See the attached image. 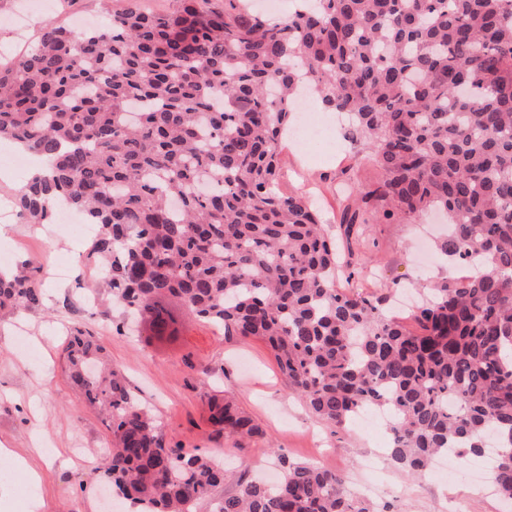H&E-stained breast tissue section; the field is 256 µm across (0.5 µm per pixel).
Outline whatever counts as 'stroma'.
<instances>
[{"label":"stroma","mask_w":512,"mask_h":512,"mask_svg":"<svg viewBox=\"0 0 512 512\" xmlns=\"http://www.w3.org/2000/svg\"><path fill=\"white\" fill-rule=\"evenodd\" d=\"M123 5L124 0H0V48L16 46L23 36L35 41L46 21L75 26L86 18L109 17ZM278 169L280 191L305 195L323 223L331 225L347 203L341 186L351 180L367 186L380 177L341 127L329 128L314 150L285 140ZM435 237L425 219L369 224L363 247L369 266L352 287L363 294L393 293L457 277L458 267L449 263L423 267L421 241ZM89 245V239L29 224L20 216L0 221V250L10 252L14 262L36 260L44 250L54 258L41 267V305L0 317V446L33 464L28 470L5 463L11 480L0 484V512L103 510L100 450L111 444L112 432L82 403L61 370L67 331L81 325L93 328L171 441L220 455L234 472L270 476L277 471V454L283 453L341 473L347 489L356 493L378 480L374 500L390 503L394 512H512V504L473 485L451 459L419 477L394 467L383 423L339 429L317 418L291 393L263 341L227 337L199 322L174 344L117 331L121 311L85 260ZM59 264L68 268L66 278H57ZM88 293L97 295V307L86 306ZM224 394L253 419L254 437L235 442L215 436L207 421V398ZM374 447L382 459L371 476L361 463Z\"/></svg>","instance_id":"1"}]
</instances>
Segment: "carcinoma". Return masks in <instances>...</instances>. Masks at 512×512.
Returning <instances> with one entry per match:
<instances>
[{"instance_id": "cac0c4a2", "label": "carcinoma", "mask_w": 512, "mask_h": 512, "mask_svg": "<svg viewBox=\"0 0 512 512\" xmlns=\"http://www.w3.org/2000/svg\"><path fill=\"white\" fill-rule=\"evenodd\" d=\"M349 115L379 167L353 188L373 218L448 214L439 245L472 267L431 288L410 330L383 296L354 294L367 223L343 213L347 259L308 201L277 188L296 95ZM45 175L15 196L46 224L63 203L98 226L88 259L148 339L177 340L185 310L224 335L260 338L294 393L335 427L394 412L389 458L411 475L440 454L465 466L495 439L489 478L512 500V0H295L267 16L249 0H142L102 24L45 23L0 62V141ZM38 270H0V313L42 301ZM63 372L112 430L104 475L145 512H376L322 466L280 454L278 482L173 447L95 334L75 328ZM230 439L257 433L230 398H208Z\"/></svg>"}]
</instances>
